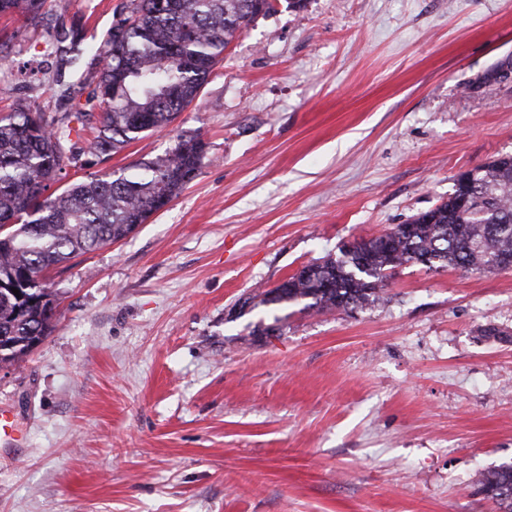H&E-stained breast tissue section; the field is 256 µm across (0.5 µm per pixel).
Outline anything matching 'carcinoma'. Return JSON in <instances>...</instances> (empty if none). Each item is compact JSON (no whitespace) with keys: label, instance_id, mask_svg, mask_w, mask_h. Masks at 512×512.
Segmentation results:
<instances>
[{"label":"carcinoma","instance_id":"cac0c4a2","mask_svg":"<svg viewBox=\"0 0 512 512\" xmlns=\"http://www.w3.org/2000/svg\"><path fill=\"white\" fill-rule=\"evenodd\" d=\"M45 2L0 0V16L37 27ZM272 9L273 0H126L104 42L76 35L56 60L59 72L82 57L100 65L84 78V107L58 123L25 110L0 117V336L7 345L1 365L18 362L35 348L33 337L53 330L59 298L45 274L126 238L178 197L197 177L205 143L183 135L170 151L118 175L49 192L65 166L86 151L106 159L169 127L198 99L236 34ZM474 171L468 193L476 201H463L456 188L410 220V235L342 247L309 263L308 278L291 275L241 307L304 300L315 312L343 304L361 309L383 299L389 272L420 259L429 270H497L495 259L512 255V156ZM476 485L498 512H512V462L485 470Z\"/></svg>","mask_w":512,"mask_h":512}]
</instances>
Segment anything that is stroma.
Listing matches in <instances>:
<instances>
[{
  "instance_id": "1",
  "label": "stroma",
  "mask_w": 512,
  "mask_h": 512,
  "mask_svg": "<svg viewBox=\"0 0 512 512\" xmlns=\"http://www.w3.org/2000/svg\"><path fill=\"white\" fill-rule=\"evenodd\" d=\"M66 3L102 41L123 0ZM44 11L0 19V110L50 122L98 65L19 89L12 72L55 66ZM507 61L512 0H277L167 129L67 168L205 144L166 208L50 273L52 333L0 369L22 435L0 446V512H494L475 482L512 461V270L406 264L352 312L239 303L512 155Z\"/></svg>"
}]
</instances>
